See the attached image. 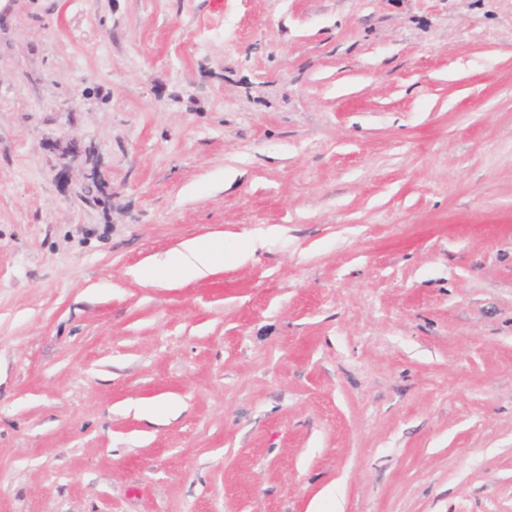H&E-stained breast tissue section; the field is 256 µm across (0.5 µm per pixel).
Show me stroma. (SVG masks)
<instances>
[{
    "label": "stroma",
    "instance_id": "obj_1",
    "mask_svg": "<svg viewBox=\"0 0 512 512\" xmlns=\"http://www.w3.org/2000/svg\"><path fill=\"white\" fill-rule=\"evenodd\" d=\"M0 512H512V0H0ZM223 263V242L193 239L184 242L172 256H166L136 269L135 276L146 283L165 280L169 274L178 275L184 280H193L213 272Z\"/></svg>",
    "mask_w": 512,
    "mask_h": 512
}]
</instances>
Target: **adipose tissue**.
<instances>
[{
	"label": "adipose tissue",
	"mask_w": 512,
	"mask_h": 512,
	"mask_svg": "<svg viewBox=\"0 0 512 512\" xmlns=\"http://www.w3.org/2000/svg\"><path fill=\"white\" fill-rule=\"evenodd\" d=\"M223 262V242L193 239L184 242L173 255L136 269L135 275L148 283L165 280L171 274L184 280H193L213 272Z\"/></svg>",
	"instance_id": "obj_1"
}]
</instances>
